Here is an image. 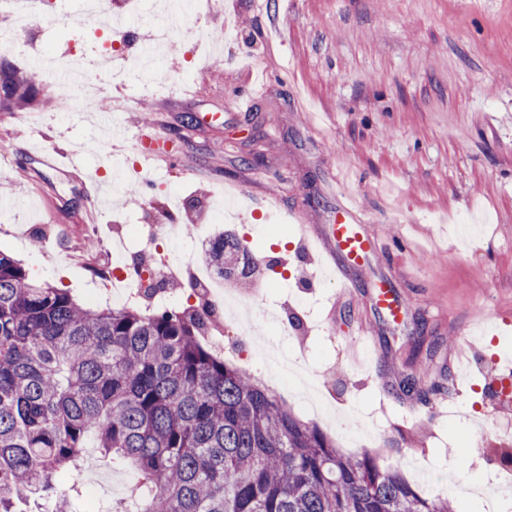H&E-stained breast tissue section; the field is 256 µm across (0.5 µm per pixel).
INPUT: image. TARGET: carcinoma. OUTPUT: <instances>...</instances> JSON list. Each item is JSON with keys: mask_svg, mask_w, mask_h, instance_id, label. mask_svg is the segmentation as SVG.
<instances>
[{"mask_svg": "<svg viewBox=\"0 0 512 512\" xmlns=\"http://www.w3.org/2000/svg\"><path fill=\"white\" fill-rule=\"evenodd\" d=\"M37 71L0 65V112L25 110ZM223 278L254 279L251 252L213 239ZM211 311L88 307L0 252V512H27L88 442L132 464L137 492L101 512H450L397 469L346 455L199 339ZM72 495L44 512H80Z\"/></svg>", "mask_w": 512, "mask_h": 512, "instance_id": "carcinoma-1", "label": "carcinoma"}]
</instances>
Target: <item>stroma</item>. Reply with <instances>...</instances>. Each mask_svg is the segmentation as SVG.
I'll list each match as a JSON object with an SVG mask.
<instances>
[{"instance_id": "35a3bbf8", "label": "stroma", "mask_w": 512, "mask_h": 512, "mask_svg": "<svg viewBox=\"0 0 512 512\" xmlns=\"http://www.w3.org/2000/svg\"><path fill=\"white\" fill-rule=\"evenodd\" d=\"M87 10L86 0H57L0 17L28 46L0 59L40 69L41 95L53 96L59 79L45 61L66 60ZM183 25L194 43L175 38L167 55L127 68L122 85L103 80L129 139L53 170L30 150L79 149L95 125L40 105L34 126L0 112V251L103 307L113 302L112 239L127 227L194 216L193 235L174 246L200 263L209 241L232 231L265 268L247 290L263 309L252 329L270 335L269 311L300 328L290 348L320 407L238 341L225 361L343 453L400 468L452 512H512L492 492L512 475V415L499 413L484 372L512 356V0H200ZM157 138L175 164L142 162L139 142ZM144 177L151 187L130 195ZM96 181L113 182L111 195L94 196ZM343 205L378 242L350 293L323 282L316 247ZM380 281L396 288L402 323L374 313ZM484 321L480 367L457 386L462 336ZM410 377L423 396L401 391ZM472 448L476 460L455 474L453 450ZM91 461L103 482L96 506L130 495L132 468Z\"/></svg>"}]
</instances>
